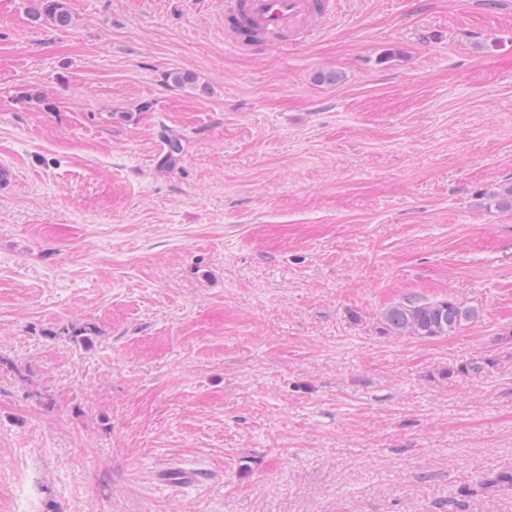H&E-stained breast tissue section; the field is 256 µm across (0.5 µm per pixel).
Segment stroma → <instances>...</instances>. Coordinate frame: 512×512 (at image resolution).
<instances>
[{
    "mask_svg": "<svg viewBox=\"0 0 512 512\" xmlns=\"http://www.w3.org/2000/svg\"><path fill=\"white\" fill-rule=\"evenodd\" d=\"M67 5L0 0V512H512V0ZM32 18L64 28L70 23V13L64 0H31ZM335 7V0H225V37L237 48L262 50L288 37H306L316 21L333 15ZM234 21L254 37L244 40L233 28ZM478 312L451 298L433 302L409 300L386 310L384 324L397 335L434 338L477 318Z\"/></svg>",
    "mask_w": 512,
    "mask_h": 512,
    "instance_id": "obj_1",
    "label": "stroma"
}]
</instances>
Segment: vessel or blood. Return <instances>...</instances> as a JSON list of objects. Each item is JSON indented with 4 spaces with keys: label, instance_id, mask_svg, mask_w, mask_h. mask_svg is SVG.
I'll return each mask as SVG.
<instances>
[{
    "label": "vessel or blood",
    "instance_id": "b4317fda",
    "mask_svg": "<svg viewBox=\"0 0 512 512\" xmlns=\"http://www.w3.org/2000/svg\"><path fill=\"white\" fill-rule=\"evenodd\" d=\"M335 7L336 0H224V33L232 46L260 50L306 37Z\"/></svg>",
    "mask_w": 512,
    "mask_h": 512
}]
</instances>
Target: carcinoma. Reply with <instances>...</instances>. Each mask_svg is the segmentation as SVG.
Instances as JSON below:
<instances>
[{
	"instance_id": "carcinoma-1",
	"label": "carcinoma",
	"mask_w": 512,
	"mask_h": 512,
	"mask_svg": "<svg viewBox=\"0 0 512 512\" xmlns=\"http://www.w3.org/2000/svg\"><path fill=\"white\" fill-rule=\"evenodd\" d=\"M32 18L64 28L70 13L64 0H32ZM478 312L451 299L433 302L409 300L386 310L384 324L395 334L434 338L477 318Z\"/></svg>"
}]
</instances>
